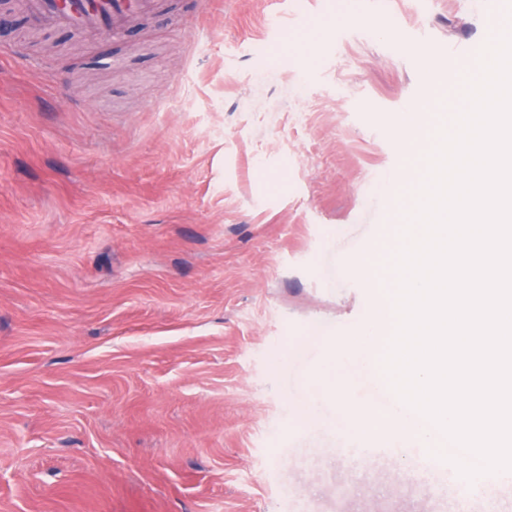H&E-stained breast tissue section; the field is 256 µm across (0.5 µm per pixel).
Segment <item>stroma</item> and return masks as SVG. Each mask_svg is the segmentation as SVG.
I'll use <instances>...</instances> for the list:
<instances>
[{
  "mask_svg": "<svg viewBox=\"0 0 512 512\" xmlns=\"http://www.w3.org/2000/svg\"><path fill=\"white\" fill-rule=\"evenodd\" d=\"M15 2L0 512H429L418 450H337L310 377L360 331L336 258L383 235L423 57L486 43L506 0H163L96 40Z\"/></svg>",
  "mask_w": 512,
  "mask_h": 512,
  "instance_id": "obj_1",
  "label": "stroma"
}]
</instances>
